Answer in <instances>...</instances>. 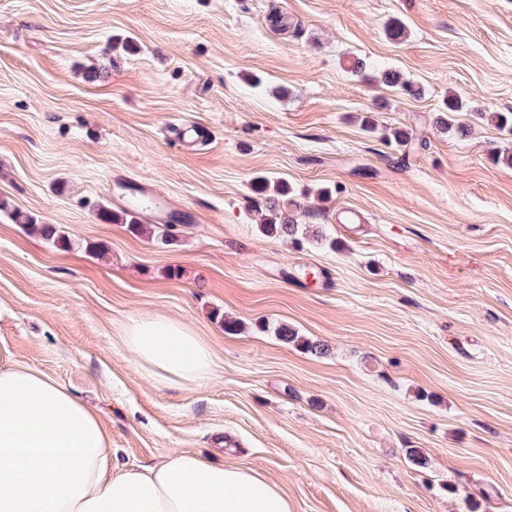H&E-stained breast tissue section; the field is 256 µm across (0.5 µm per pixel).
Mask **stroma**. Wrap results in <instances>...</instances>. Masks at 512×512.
<instances>
[{
	"instance_id": "obj_1",
	"label": "stroma",
	"mask_w": 512,
	"mask_h": 512,
	"mask_svg": "<svg viewBox=\"0 0 512 512\" xmlns=\"http://www.w3.org/2000/svg\"><path fill=\"white\" fill-rule=\"evenodd\" d=\"M451 92L467 135L433 124ZM494 112L512 113V0H0V365L94 407L116 474L194 452L259 472L291 512H512V167L495 160L512 135ZM259 176L335 248L263 236ZM138 191L142 223L178 217L173 244L100 219ZM156 315L208 343V380L143 369L123 336ZM12 217V220L17 224H24L29 226L37 232L43 239L47 241H52L54 244H62L64 246H68L67 239L59 233L55 225L53 224H36V221L33 217L28 215L27 213H23L21 211L13 210L9 213ZM277 337L280 341L296 346L302 350L323 354L324 347L319 343H312L303 336H299L297 332L283 325L277 330Z\"/></svg>"
}]
</instances>
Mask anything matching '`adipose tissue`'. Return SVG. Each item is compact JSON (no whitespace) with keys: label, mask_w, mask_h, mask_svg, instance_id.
I'll return each instance as SVG.
<instances>
[{"label":"adipose tissue","mask_w":512,"mask_h":512,"mask_svg":"<svg viewBox=\"0 0 512 512\" xmlns=\"http://www.w3.org/2000/svg\"><path fill=\"white\" fill-rule=\"evenodd\" d=\"M124 342L159 380L212 373L211 348L178 321L138 319ZM111 456L92 406L36 370L0 366V512H291L278 485L237 464L181 452L116 474Z\"/></svg>","instance_id":"1"}]
</instances>
